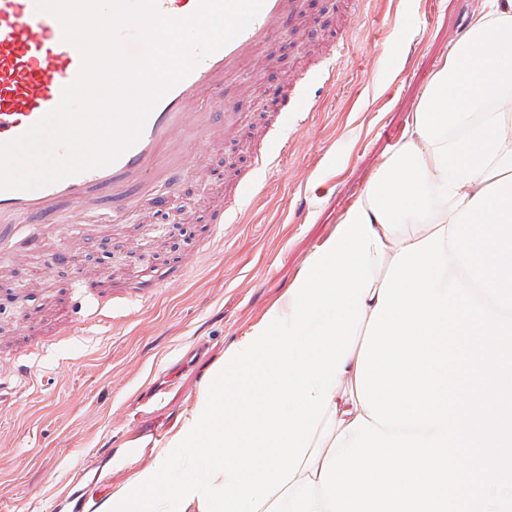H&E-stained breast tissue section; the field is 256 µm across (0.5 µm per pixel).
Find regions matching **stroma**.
Segmentation results:
<instances>
[{
	"mask_svg": "<svg viewBox=\"0 0 512 512\" xmlns=\"http://www.w3.org/2000/svg\"><path fill=\"white\" fill-rule=\"evenodd\" d=\"M485 0H308L305 22L321 49L345 40L335 81H317L305 126L267 124L250 137L253 113L225 135L194 136L170 200L192 222L176 247L124 265L122 284L99 315L80 309L71 266L45 268L28 256L0 267V321L21 324L17 358L0 359V504L10 512H70L72 475L101 448V473L127 486L155 457L156 437H171L194 413L205 379L231 345L259 323L303 272L308 257L335 232L399 144L453 43L482 14ZM274 66L256 59L259 80L246 103L300 72L317 56L280 39ZM277 158L257 166L255 146ZM241 194L227 209L225 189ZM226 210L222 237L208 220ZM139 241L96 228L86 241L90 265L108 267L113 250ZM189 260L186 277L157 285L169 264ZM44 282L56 294L54 314L39 319Z\"/></svg>",
	"mask_w": 512,
	"mask_h": 512,
	"instance_id": "1",
	"label": "stroma"
}]
</instances>
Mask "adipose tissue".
Here are the masks:
<instances>
[{
  "label": "adipose tissue",
  "mask_w": 512,
  "mask_h": 512,
  "mask_svg": "<svg viewBox=\"0 0 512 512\" xmlns=\"http://www.w3.org/2000/svg\"><path fill=\"white\" fill-rule=\"evenodd\" d=\"M508 43L512 0H487L335 234L225 353L197 414L113 494L112 512H266L295 481L319 478L336 436L365 411L357 361L394 256L512 175ZM177 466L188 471L179 481Z\"/></svg>",
  "instance_id": "1"
}]
</instances>
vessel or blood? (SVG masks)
<instances>
[{"mask_svg":"<svg viewBox=\"0 0 512 512\" xmlns=\"http://www.w3.org/2000/svg\"><path fill=\"white\" fill-rule=\"evenodd\" d=\"M199 0H156L172 18L193 14ZM304 0H264L253 22L219 50L198 61L173 85L146 118L138 141L114 163L31 191L0 190V258L15 251L37 252L49 233L68 236L89 224L122 223L145 206L163 205L161 191L185 165L191 131L221 129L236 99L232 77L302 17ZM82 58L63 39V27L39 12L37 0H0V143L12 141L56 109L64 88L79 75ZM300 73L288 80L282 115L301 125L307 115ZM111 492L84 490L78 512H109Z\"/></svg>","mask_w":512,"mask_h":512,"instance_id":"1","label":"vessel or blood"}]
</instances>
